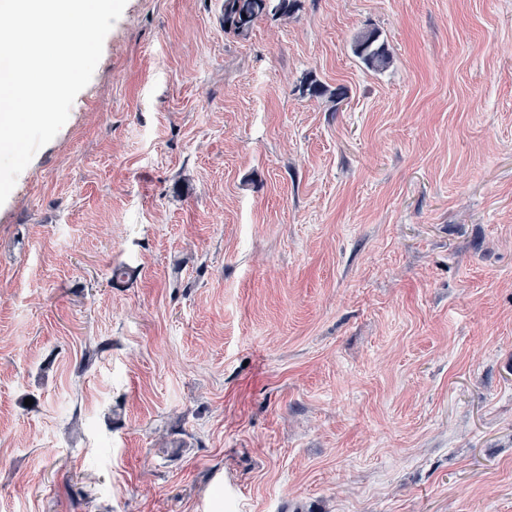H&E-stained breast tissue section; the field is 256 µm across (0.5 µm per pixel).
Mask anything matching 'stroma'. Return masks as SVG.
<instances>
[{
	"instance_id": "obj_1",
	"label": "stroma",
	"mask_w": 512,
	"mask_h": 512,
	"mask_svg": "<svg viewBox=\"0 0 512 512\" xmlns=\"http://www.w3.org/2000/svg\"><path fill=\"white\" fill-rule=\"evenodd\" d=\"M0 512H512V0H127L0 205ZM297 0H224L221 1V22L224 31L237 36L248 35L254 24L262 18L287 19ZM229 24V28H226ZM354 53L373 70H383L392 63V56L376 31H363L354 41Z\"/></svg>"
}]
</instances>
